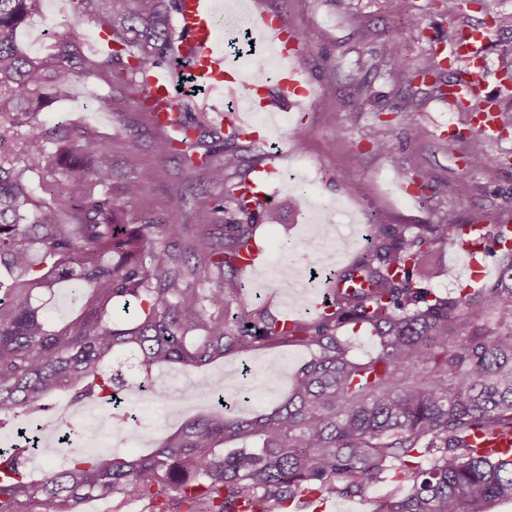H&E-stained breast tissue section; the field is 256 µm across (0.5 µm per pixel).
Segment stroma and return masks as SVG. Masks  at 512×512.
<instances>
[{
  "instance_id": "obj_1",
  "label": "stroma",
  "mask_w": 512,
  "mask_h": 512,
  "mask_svg": "<svg viewBox=\"0 0 512 512\" xmlns=\"http://www.w3.org/2000/svg\"><path fill=\"white\" fill-rule=\"evenodd\" d=\"M253 13L277 16L289 34L312 35L317 52L300 54L296 62L307 71V111L293 113L289 123L274 126L265 141L240 148L242 161L228 171L226 188L241 180L265 176L266 190L280 211L274 224H257L254 237L260 249L259 271L242 270L240 277L251 305L263 306L273 316L287 313L270 267L287 263L290 251L301 248L308 219L304 190L324 198L327 218L336 234V267L344 269L356 261L366 245L363 235L371 220L382 224H441L454 220L468 224L474 215L484 217V231L495 225L512 226V127L499 140L485 141L492 159L489 167L471 169L465 164L466 140L476 119L470 112L449 111L442 99L429 92L407 98L399 91L400 80L387 66V31L396 24L424 28L426 39L412 45V58L428 55L430 43L442 39L449 24H488L490 14L504 17L501 26H491L485 46L487 67L482 79L503 116L512 118V0H469L456 19L436 12L431 0H248ZM71 6L58 0H43L41 9L18 29L16 39L34 56L56 54L66 35H74L81 51H88L98 38L95 25L81 24L70 30ZM112 104L100 105L103 97ZM49 128L63 126L87 131L93 138L110 143L115 169L126 171L129 155H137L139 168L153 175L150 191L137 198L124 197L128 223L150 219L157 224H193L217 195L200 177L176 160L159 159L153 151L162 130L153 125L135 105L126 89L107 87L98 77L82 72L71 76L67 98L52 103L39 115ZM427 131L422 140L411 139V122ZM393 136L397 158L422 162V193L406 194L396 179V160L369 150L377 133ZM304 150H297V142ZM355 178L358 195L344 190L345 177ZM182 192L188 199L185 213L172 216L171 195ZM455 242L437 246L434 260L438 274L430 283L435 292L458 293L494 280L498 273L499 248L488 244L475 257V267L462 268ZM301 344L264 348L225 357L200 371L175 365V376L183 389L222 388L238 399L240 415L250 416L279 402L290 390L297 370L310 359ZM197 402H186L177 415H169L163 401L142 405L138 423L131 432H118L115 444L121 455L149 452L185 420L197 414Z\"/></svg>"
}]
</instances>
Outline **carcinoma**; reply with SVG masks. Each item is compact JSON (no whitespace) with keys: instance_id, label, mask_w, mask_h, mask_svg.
Listing matches in <instances>:
<instances>
[{"instance_id":"cac0c4a2","label":"carcinoma","mask_w":512,"mask_h":512,"mask_svg":"<svg viewBox=\"0 0 512 512\" xmlns=\"http://www.w3.org/2000/svg\"><path fill=\"white\" fill-rule=\"evenodd\" d=\"M70 24L96 25L112 44L102 62L84 70L134 96L145 77L173 57L171 14L177 0H71ZM41 0H0V432L23 413H38L46 432L57 395L75 405L119 404L125 381L112 358L130 355L159 399L168 388L156 375L181 364L201 368L230 354L302 343L312 358L288 396L252 418L228 404L182 423L157 448L137 457L62 448L33 471L21 448H0V512L32 504L68 512L104 494L149 502L165 512H284L305 493L363 494L386 482L393 489L374 512H491L512 502V457L482 454L472 430L488 437L512 431V233L496 226L502 252L496 279L457 295L423 284L433 277V246L463 226L379 224L369 249L344 272L365 287L331 294V311L312 322L277 320L247 302L237 273L254 252L252 222L272 223L276 211L239 183L213 199L225 223L185 240L186 224H129L112 194L118 172L112 150L71 131L51 132L38 116L68 96L69 67L79 46L64 43L35 57L15 34ZM423 30H388L391 72L406 80L439 70L430 55L415 65L410 44ZM179 136L158 137L155 153L178 158L216 188L237 167L207 141L209 121L178 104ZM467 163L484 168L482 140L468 138ZM152 186L147 170L125 183L132 198ZM51 196L46 200L39 195ZM248 223L242 224L238 217ZM218 271L217 287L193 281ZM73 285L82 313L62 326L45 316L42 296ZM236 312H230L231 307ZM135 310L129 319L118 312ZM363 327L377 351L358 360L337 335Z\"/></svg>"}]
</instances>
